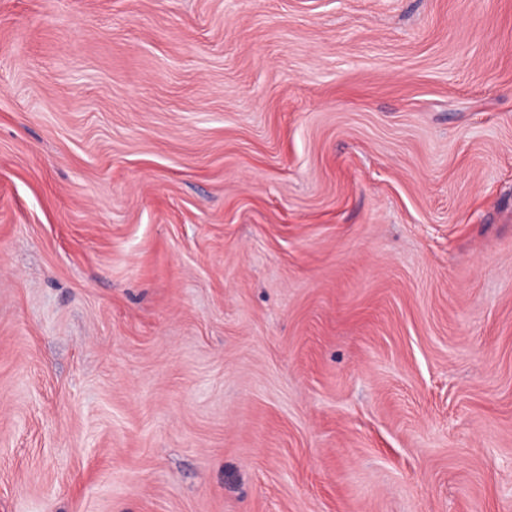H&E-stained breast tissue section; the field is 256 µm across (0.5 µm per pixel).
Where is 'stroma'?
Segmentation results:
<instances>
[{"instance_id": "stroma-1", "label": "stroma", "mask_w": 512, "mask_h": 512, "mask_svg": "<svg viewBox=\"0 0 512 512\" xmlns=\"http://www.w3.org/2000/svg\"><path fill=\"white\" fill-rule=\"evenodd\" d=\"M0 512H512V0H0Z\"/></svg>"}]
</instances>
